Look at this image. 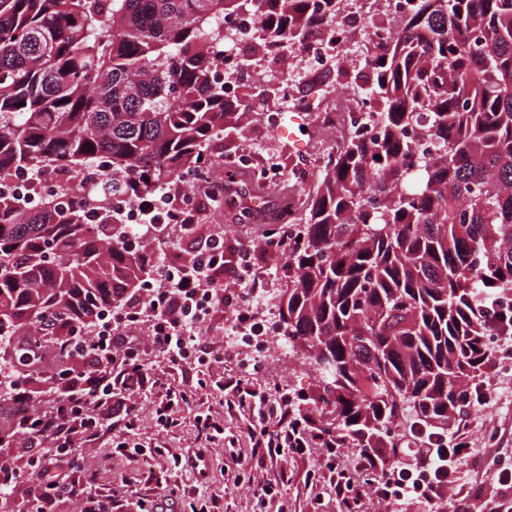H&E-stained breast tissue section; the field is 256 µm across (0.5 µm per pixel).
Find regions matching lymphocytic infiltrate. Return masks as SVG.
<instances>
[{
    "label": "lymphocytic infiltrate",
    "instance_id": "obj_1",
    "mask_svg": "<svg viewBox=\"0 0 512 512\" xmlns=\"http://www.w3.org/2000/svg\"><path fill=\"white\" fill-rule=\"evenodd\" d=\"M197 185L194 191L168 194L169 207L163 212L154 205V192L143 191L133 198L141 232L126 239L125 244L130 250L147 254L158 276L121 304L107 342L85 344L86 353L94 359L92 369L52 390L51 409L35 415L30 412L32 401L22 389V380L0 388V405L8 409L11 421L34 423L22 436L0 430V444L17 448L45 442L50 445L48 452L26 460L27 466L41 475L37 484L28 486L20 480L0 489L13 500L24 501L36 512H54L55 505L63 500L79 502L81 512H101L102 499L93 491V478L77 476L80 452L97 447L106 435L120 438L135 430L141 417L142 394L158 396L164 410L172 414L196 402L204 386L201 371H214L224 362L223 348L206 343L197 332L199 298H208L212 309L223 308L224 284L228 281L240 285L236 299L241 312H248L251 303L263 297L261 277H244L242 265H227L220 235L205 238L192 249L190 258L175 264L169 261L164 246L171 229L194 236L204 198L218 194V184L210 178H200ZM150 354L158 357L164 368L181 375L178 394L164 388L146 360ZM226 388L238 406L250 408V452L235 458L236 467L262 463L275 448L302 451L294 429L293 405L271 400L266 393L245 398L239 379L227 381ZM465 430L459 413L453 412L443 439L432 434L417 437L408 450L413 467L398 469L396 482H389L376 457L357 456L354 467L366 476L369 490L384 512L406 497L423 501L430 512H437L443 504L449 512H512L511 465L498 467L493 473L497 483L506 487L507 496L461 498L456 494L460 474L474 455Z\"/></svg>",
    "mask_w": 512,
    "mask_h": 512
}]
</instances>
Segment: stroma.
<instances>
[{
  "label": "stroma",
  "instance_id": "obj_1",
  "mask_svg": "<svg viewBox=\"0 0 512 512\" xmlns=\"http://www.w3.org/2000/svg\"><path fill=\"white\" fill-rule=\"evenodd\" d=\"M312 123L303 112L284 113L275 130L279 148L286 156L287 166L305 162L321 148L322 143L312 140ZM239 185L250 187L262 197L265 208H272L287 196L305 200L314 193L317 180L309 178L296 190H289L288 178L274 183L259 185L248 175L237 177ZM203 225L198 238L208 235L207 229L219 226L223 229L226 259H233L234 250L247 247L256 257L255 272L267 280V293L274 296L284 287L280 260H273L263 249L267 235L274 229L272 217L257 215L244 218L241 204L224 202L211 203L200 217ZM230 322L229 310L216 313L208 324L202 325L199 334L205 340L220 341L224 344V364L207 379V386L200 391L194 407L179 415L174 427L159 425L156 416L157 404L153 399L142 401L140 426L127 437L124 445H117L112 438H105L99 447L82 455L83 471L96 477L99 490L113 499L124 498L130 485H137L141 493L149 496L161 494L165 482L175 480L181 487L180 496L172 505L173 512H191L192 506L204 505L210 498L217 497L224 503V512H338L339 505L332 493L328 478L320 470L324 456L322 449L309 448L300 454H282L269 460L265 471L270 475L284 474V481L277 488L276 497L266 503L254 499L251 486L260 479L262 472L244 471L239 482L227 479L224 469L231 464L236 452H247L246 428L248 418L238 409L227 408L224 383L228 379L247 380L251 389L264 391L280 386L293 394L314 396L318 374L313 367L304 363L299 353L293 350H273L262 369L249 373L247 367L237 360V351L232 342L226 341L224 329ZM488 393L492 400L479 415L470 417L468 434L477 452L459 482L461 494L482 491L485 496H494L499 486L487 467L489 455L484 444L486 437H494L495 448L505 457L512 458V379L500 377L497 370H490L486 377ZM219 411L224 419V441L207 452L202 466H175L172 457L186 453L195 447L197 419L208 411ZM155 444L162 446L167 462L137 454V445Z\"/></svg>",
  "mask_w": 512,
  "mask_h": 512
}]
</instances>
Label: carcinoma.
<instances>
[{
    "label": "carcinoma",
    "instance_id": "cac0c4a2",
    "mask_svg": "<svg viewBox=\"0 0 512 512\" xmlns=\"http://www.w3.org/2000/svg\"><path fill=\"white\" fill-rule=\"evenodd\" d=\"M246 2L0 0V180L54 182L34 204L0 193V340L44 326L0 374L53 347L76 377L75 328L140 288L143 259L90 223V199L164 187L240 134L214 43ZM266 3L288 42L339 17L336 0ZM368 25L394 45L365 41L336 88L374 102L379 135L352 132L321 168L276 310L322 372L298 404L321 416L314 441L385 469L465 406L488 337L512 336V0H417Z\"/></svg>",
    "mask_w": 512,
    "mask_h": 512
}]
</instances>
